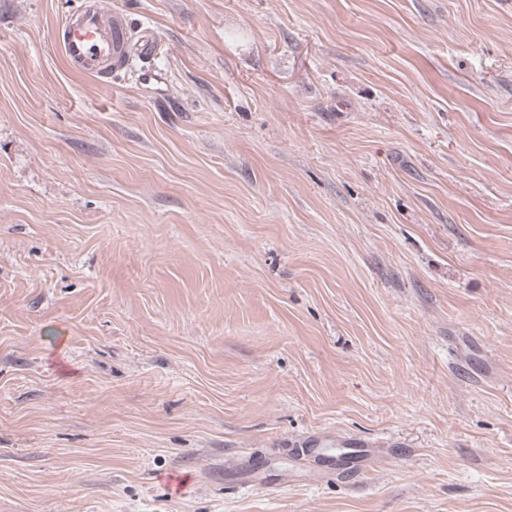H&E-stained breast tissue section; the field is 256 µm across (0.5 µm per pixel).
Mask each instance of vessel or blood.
<instances>
[{
	"instance_id": "b4317fda",
	"label": "vessel or blood",
	"mask_w": 512,
	"mask_h": 512,
	"mask_svg": "<svg viewBox=\"0 0 512 512\" xmlns=\"http://www.w3.org/2000/svg\"><path fill=\"white\" fill-rule=\"evenodd\" d=\"M57 47L74 69L109 80L121 68L132 49L152 51V40L132 45L124 16L107 9L103 0H83L60 30Z\"/></svg>"
}]
</instances>
